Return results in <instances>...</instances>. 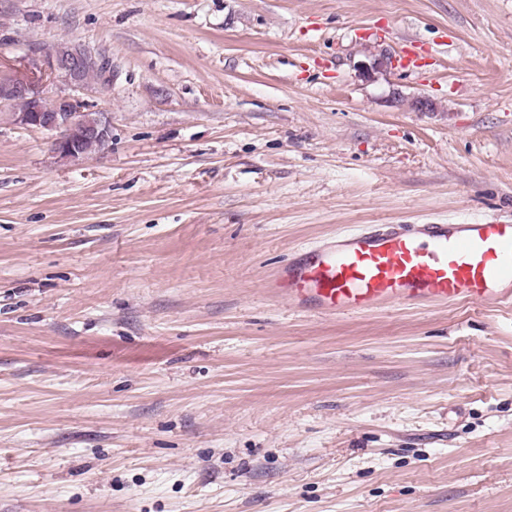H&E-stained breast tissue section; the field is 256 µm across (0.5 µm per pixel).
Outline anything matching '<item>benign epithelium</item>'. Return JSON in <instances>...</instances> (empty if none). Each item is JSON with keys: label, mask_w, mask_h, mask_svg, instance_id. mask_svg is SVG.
<instances>
[{"label": "benign epithelium", "mask_w": 512, "mask_h": 512, "mask_svg": "<svg viewBox=\"0 0 512 512\" xmlns=\"http://www.w3.org/2000/svg\"><path fill=\"white\" fill-rule=\"evenodd\" d=\"M32 55L35 60L28 73L0 76V105H8L16 97L27 98L30 108L13 113L14 120L52 133L53 150L63 159L86 157L92 147L109 145L112 125L108 113L100 112L96 119H87L89 105L74 95L60 97V107L55 112H44L39 105L47 83H59L76 91L84 89L80 74L86 65L97 61L94 53L78 42L64 51L47 48Z\"/></svg>", "instance_id": "obj_1"}]
</instances>
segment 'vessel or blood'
<instances>
[{
  "label": "vessel or blood",
  "mask_w": 512,
  "mask_h": 512,
  "mask_svg": "<svg viewBox=\"0 0 512 512\" xmlns=\"http://www.w3.org/2000/svg\"><path fill=\"white\" fill-rule=\"evenodd\" d=\"M293 311L356 315L391 304L512 306V221L367 224L294 251L266 282Z\"/></svg>",
  "instance_id": "1"
}]
</instances>
